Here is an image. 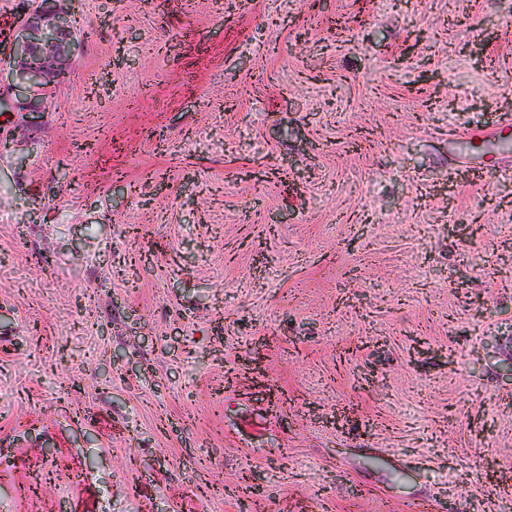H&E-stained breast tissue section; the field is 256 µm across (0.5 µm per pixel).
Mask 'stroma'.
Returning a JSON list of instances; mask_svg holds the SVG:
<instances>
[{
	"label": "stroma",
	"mask_w": 512,
	"mask_h": 512,
	"mask_svg": "<svg viewBox=\"0 0 512 512\" xmlns=\"http://www.w3.org/2000/svg\"><path fill=\"white\" fill-rule=\"evenodd\" d=\"M0 112V512H512V0H76ZM73 19L70 8L56 5L51 8L39 5L21 15L9 50L12 65L6 90H1V74L0 112L7 109L27 117L31 115V118L34 113L43 112L34 91L38 85H53L57 76L67 69L66 64L78 41ZM66 84L67 76L53 87L37 89V96L44 99L48 90L62 89Z\"/></svg>",
	"instance_id": "obj_1"
}]
</instances>
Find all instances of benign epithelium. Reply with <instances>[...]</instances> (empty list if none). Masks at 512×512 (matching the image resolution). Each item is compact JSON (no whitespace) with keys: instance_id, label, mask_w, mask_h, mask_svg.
Instances as JSON below:
<instances>
[{"instance_id":"obj_1","label":"benign epithelium","mask_w":512,"mask_h":512,"mask_svg":"<svg viewBox=\"0 0 512 512\" xmlns=\"http://www.w3.org/2000/svg\"><path fill=\"white\" fill-rule=\"evenodd\" d=\"M77 41L70 8L39 5L26 10L12 38V65L7 90L0 89V111L26 116L41 112L35 88L54 84Z\"/></svg>"}]
</instances>
